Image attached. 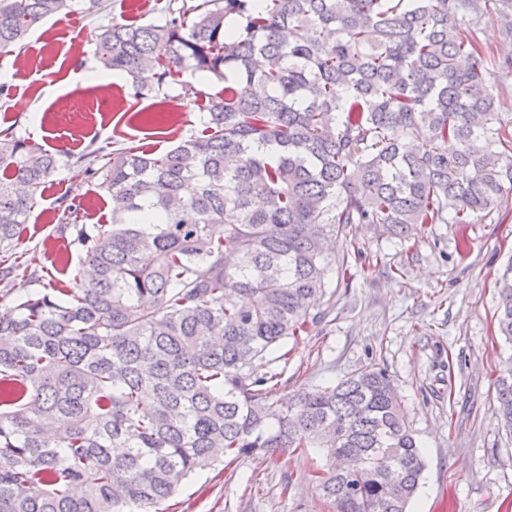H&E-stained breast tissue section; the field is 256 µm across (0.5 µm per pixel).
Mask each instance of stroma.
I'll return each mask as SVG.
<instances>
[{"mask_svg":"<svg viewBox=\"0 0 512 512\" xmlns=\"http://www.w3.org/2000/svg\"><path fill=\"white\" fill-rule=\"evenodd\" d=\"M169 0H84L34 28L0 58V131L56 153L47 183L19 241L69 286L81 264L60 221L61 201L80 202L81 223L106 224L110 207L99 175L75 161L138 145L163 151L200 133L204 108L224 96L223 81L183 74L169 87L145 80L141 96L113 73L94 81L101 29L164 24ZM336 263L313 312L311 336L290 345L277 398L384 369L406 409L425 470L408 512H512V433L499 423L497 378L512 342L495 332V282L512 259V197L469 224L414 226L395 238L375 224L336 235ZM325 465L308 448L214 467L192 476L170 512H330L312 485Z\"/></svg>","mask_w":512,"mask_h":512,"instance_id":"stroma-1","label":"stroma"}]
</instances>
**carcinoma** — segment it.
Here are the masks:
<instances>
[{"label": "carcinoma", "instance_id": "1", "mask_svg": "<svg viewBox=\"0 0 512 512\" xmlns=\"http://www.w3.org/2000/svg\"><path fill=\"white\" fill-rule=\"evenodd\" d=\"M70 2L0 0V56ZM489 2L201 0L98 35L101 68L135 96L189 71L224 98L169 150L108 154L111 223L65 205L91 277L0 306V512H164L198 470L304 448L333 462L313 475L333 512H407L425 462L386 371L280 402L269 365L310 333L336 229L469 224L512 192L497 82L512 57L459 22ZM59 166L0 135L1 250ZM33 265L0 282H38ZM498 295L512 341V263ZM497 415L512 431L511 366Z\"/></svg>", "mask_w": 512, "mask_h": 512}]
</instances>
